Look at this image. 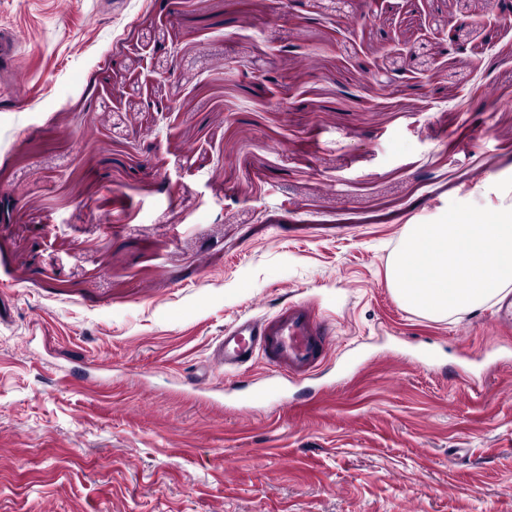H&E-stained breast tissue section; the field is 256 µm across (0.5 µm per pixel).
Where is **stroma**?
I'll use <instances>...</instances> for the list:
<instances>
[{
	"mask_svg": "<svg viewBox=\"0 0 512 512\" xmlns=\"http://www.w3.org/2000/svg\"><path fill=\"white\" fill-rule=\"evenodd\" d=\"M492 3L0 0V512H512V331L389 278L409 225L512 204ZM291 301L334 330L314 378L187 385ZM19 39L9 28H0V66L16 68L18 66Z\"/></svg>",
	"mask_w": 512,
	"mask_h": 512,
	"instance_id": "obj_1",
	"label": "stroma"
}]
</instances>
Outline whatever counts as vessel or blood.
I'll return each instance as SVG.
<instances>
[{"label": "vessel or blood", "mask_w": 512, "mask_h": 512, "mask_svg": "<svg viewBox=\"0 0 512 512\" xmlns=\"http://www.w3.org/2000/svg\"><path fill=\"white\" fill-rule=\"evenodd\" d=\"M18 37L0 28V66L17 67ZM332 334L328 322L317 317L304 301L292 302L277 313L262 317H241L227 326L214 342L207 368L235 375L253 357L265 358L271 373L252 384L245 399L264 404L282 398L286 384L313 376L326 358Z\"/></svg>", "instance_id": "obj_1"}]
</instances>
